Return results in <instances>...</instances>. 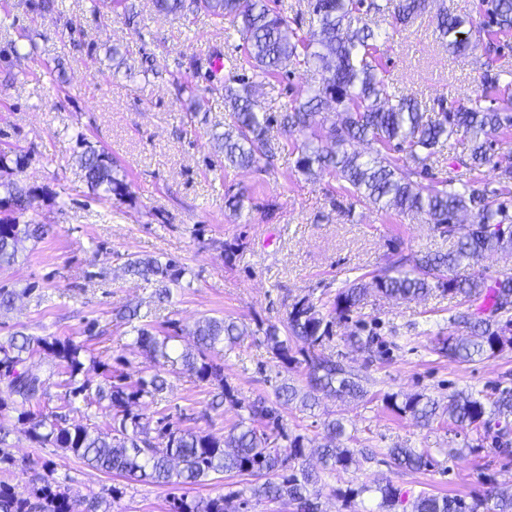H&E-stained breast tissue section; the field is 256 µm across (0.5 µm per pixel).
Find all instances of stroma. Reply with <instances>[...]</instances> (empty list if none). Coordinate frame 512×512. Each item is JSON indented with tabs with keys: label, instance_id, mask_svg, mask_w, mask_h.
<instances>
[{
	"label": "stroma",
	"instance_id": "stroma-1",
	"mask_svg": "<svg viewBox=\"0 0 512 512\" xmlns=\"http://www.w3.org/2000/svg\"><path fill=\"white\" fill-rule=\"evenodd\" d=\"M62 4L59 15L22 7L19 0H6L0 9L15 19L12 29H0V149L27 156L24 168L12 175L36 192L24 219L49 230L43 240L28 243L13 266L0 269V286L22 294L13 310L0 314V340L16 331L69 338L106 364L127 359L133 375L146 357L127 335L120 310L138 309L141 322L155 326L175 320L187 328L201 316H223L252 332L284 319L297 298L308 295L328 304L349 283L371 280L400 258L452 248L453 238L425 220L356 202L341 181L298 169L301 139L285 133L278 117L319 86L321 69L299 67L257 84L255 97L280 148L269 165L224 166L210 134L234 121L224 102V82L243 54L233 19L220 22L202 12L167 19L153 14L149 0H126L104 15L95 13L93 0ZM435 26L430 12L407 25L379 24L385 33L380 63L392 93L415 98L429 110L440 97L458 104L473 96L485 60L480 48L464 57L450 54ZM115 44L126 52L128 68H115L107 59ZM216 50L224 62L216 78L189 70V57ZM143 65L155 71L151 81L140 74ZM176 75L201 89L206 121L187 122L171 83ZM82 137L116 157L129 199L120 202L89 189L77 163ZM236 193L244 196L237 213L227 205ZM148 255L178 260L187 269L171 304L158 306L152 287L119 271L122 259ZM465 309L460 297L439 291L411 303L372 291L351 320L334 327L329 348L361 376L366 398L324 395L314 410L293 404L283 412L306 449L324 444L323 421L341 415L351 447L374 455L360 469L321 474L313 490L326 512H373L375 500L345 499L341 493L385 481L406 499L394 512H411V501L423 491L469 497L490 487L512 492V453L499 454L484 430L464 432L445 418L424 426L386 402L391 394L421 393L444 403L458 392L481 397L512 387V348L477 362L436 353L439 338L464 333L452 318ZM92 321L100 335L87 333ZM364 325L393 343L390 360L352 346ZM216 360L225 381L244 398L270 400L282 381L306 383L302 370L280 374L276 359L251 334ZM166 379V405L181 426L221 438L238 421L240 410L229 403L203 418L211 388L189 373L170 372ZM8 442L14 464L0 471V482L28 493L46 462L71 497L110 500L112 512H166L171 495L227 496L254 482L250 476L217 475L201 486L143 484L96 470L62 449L36 447L20 428ZM397 445L428 451L434 466L396 467L387 450ZM465 446L469 454L450 456V449Z\"/></svg>",
	"mask_w": 512,
	"mask_h": 512
}]
</instances>
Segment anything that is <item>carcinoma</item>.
I'll list each match as a JSON object with an SVG mask.
<instances>
[{
    "label": "carcinoma",
    "instance_id": "carcinoma-1",
    "mask_svg": "<svg viewBox=\"0 0 512 512\" xmlns=\"http://www.w3.org/2000/svg\"><path fill=\"white\" fill-rule=\"evenodd\" d=\"M152 10L163 17L186 16L203 11L237 23L245 56L241 69L252 71L233 78L238 87H224L235 115L234 124L214 136L224 162L231 167H251L260 161L271 163L278 149L269 135V118L260 117L254 97L255 79L289 73V68L318 63L325 71L322 83L303 102L295 101L281 115L280 126L289 134L304 137L296 161L304 173L334 175L346 183V190L357 202L378 209H394L422 216L442 233L458 237L454 248L444 254H426L414 259L411 270L387 269L369 283L354 282L339 290L330 308L323 311L308 296L294 301L281 324L259 327L260 343L285 369L303 363L307 368L306 387L286 382L276 388V402L264 398L246 400L238 397L224 382V369L214 354L232 350L247 335V328L232 319L203 316L191 329L184 330L176 321L158 327L136 326L137 311L118 314L134 333V344L149 360L138 377L117 366L102 365L103 380L93 383L84 374L83 345L57 336H29L21 331L0 342V415L14 414L17 423L27 426L25 434L40 447L51 446L68 451L86 464L125 479L157 484H200L214 474L250 475L262 479L248 488V493L229 496L172 497L169 512H253L262 503H280L291 512H323L310 498L309 486L316 475L305 463L303 437L292 435L283 423L281 409L300 400L312 410L316 393L335 398L361 399L366 390L358 376L327 352L333 327L350 319L361 299L373 287L402 303L419 300L439 290L478 304L476 312L465 311L453 321L470 328V334L448 336L436 351L453 360L489 359L512 346V215L505 196L512 197V165L492 166L493 183L476 179L431 181L422 184L412 176L427 172L437 148L460 135L467 147L448 158L456 169L472 171L490 164L492 137L512 127V95L506 109L485 105L501 92L512 88L500 83L498 61L503 47L491 36L512 32V0H480L479 20H468L448 12L441 5L435 14L440 38L454 53H464L485 43L486 60L480 75L481 90L467 103L451 107L439 103V112L428 117L421 105L411 99H393L388 93L383 69L378 61L377 34L367 18L384 21L392 18L409 24L427 12L430 0H307V12L317 23L311 35L299 34L288 16L268 5V0H150ZM336 109L338 125L326 136L319 132L321 111ZM326 139V144L313 141ZM354 142H365L370 152L348 150ZM78 163L88 186L103 191L107 197L125 201L130 197L126 175L112 154L85 139ZM27 158L9 155L0 149V171L20 170ZM5 197L0 210L14 215L0 217V268L13 265L27 242L44 238L47 230L39 224H22L19 214L34 199L33 191L15 182L0 183ZM476 212L479 222L466 233L459 217ZM486 253H496L509 263L496 277L480 272L460 277L457 270L464 262H477ZM123 273L155 287L158 302H169L173 288L181 284L186 268L179 261L145 256L127 259ZM188 335L192 349L178 351L174 342ZM305 344L302 358L292 354L290 341ZM352 345L380 359L390 357V348L373 331L353 336ZM51 360L58 374L65 376L67 388L63 407L80 398L88 406L105 411L110 421L105 428L69 424L66 416L52 412L36 416L32 408L47 395L48 379L25 369L35 355ZM181 369L202 383L214 387L209 408L219 410L225 402L239 407L244 415L219 439L194 428H182L171 422L166 408L157 410L156 427L133 411L139 400L149 397L163 401L167 389L165 373ZM393 410L410 414L422 425H429L448 414L456 428L465 431L497 428L494 441L503 452L512 447V388L498 391L488 403L479 397L458 393L448 399V406L424 395L415 394L397 402L390 397ZM328 442L316 449L324 471L347 472L372 460L368 452L343 446L346 428L343 421L323 422ZM13 428L0 422V466L13 464L7 451V439ZM387 456L400 468L421 469L432 465L426 452L397 446ZM38 475L41 485L26 497L8 484L0 483V512H109L103 499L75 500L53 476L48 464ZM373 493L378 498L377 512H389L401 502L402 493L393 484L363 485L356 494ZM411 512H512V494L490 491L485 497L420 493L411 503Z\"/></svg>",
    "mask_w": 512,
    "mask_h": 512
}]
</instances>
